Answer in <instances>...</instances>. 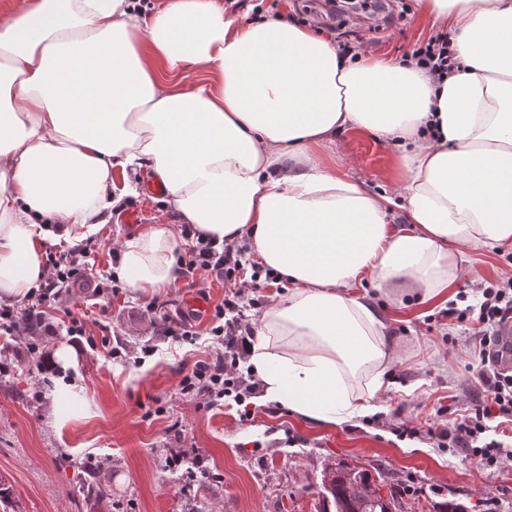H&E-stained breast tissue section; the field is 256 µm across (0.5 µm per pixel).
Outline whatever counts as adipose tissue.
Listing matches in <instances>:
<instances>
[{"instance_id":"ef3b65f1","label":"adipose tissue","mask_w":512,"mask_h":512,"mask_svg":"<svg viewBox=\"0 0 512 512\" xmlns=\"http://www.w3.org/2000/svg\"><path fill=\"white\" fill-rule=\"evenodd\" d=\"M417 3L457 51L440 82L224 0H13L0 17V303L44 279L48 247L96 236L148 170L194 235L248 242L287 281L247 352L266 402L318 427L371 414L393 351L363 279L435 303L472 253L512 244V0ZM200 71L207 82L188 84ZM355 131L400 140L396 193L325 161ZM176 245L166 223L124 240L134 292L177 279Z\"/></svg>"}]
</instances>
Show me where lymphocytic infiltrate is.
<instances>
[{
    "label": "lymphocytic infiltrate",
    "mask_w": 512,
    "mask_h": 512,
    "mask_svg": "<svg viewBox=\"0 0 512 512\" xmlns=\"http://www.w3.org/2000/svg\"><path fill=\"white\" fill-rule=\"evenodd\" d=\"M456 52L447 34L430 35L417 43L412 56L418 65L435 78L450 74L455 65ZM52 272L39 284L36 302L29 307L27 315L42 324L47 320L44 304L61 290L86 279V268L77 259L52 257L48 260ZM185 272L216 270L225 279H236L240 270L230 248L212 240H199L188 259L183 260ZM236 297H225L215 311L220 324L214 327V336L223 338L226 352L222 360L199 363L182 381L184 390L197 391L215 400L233 398L236 403H245L248 394L243 391L237 375L238 358L234 352L235 340L229 332L241 328L242 320L236 312ZM449 318L460 324H472L473 345L476 360L471 372L478 378L482 397L473 399L470 411L464 418L450 423L448 428L436 433L438 447L448 450L464 449L481 467L492 468L502 460L512 458V444L501 439L492 427L493 421L512 423V370L501 369L496 361V342L499 329L505 320H512V277L483 287L482 298L477 305L467 304L465 309L449 308Z\"/></svg>",
    "instance_id": "lymphocytic-infiltrate-1"
}]
</instances>
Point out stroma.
<instances>
[{
	"label": "stroma",
	"mask_w": 512,
	"mask_h": 512,
	"mask_svg": "<svg viewBox=\"0 0 512 512\" xmlns=\"http://www.w3.org/2000/svg\"><path fill=\"white\" fill-rule=\"evenodd\" d=\"M404 2L402 17L388 5L354 14L319 0H277L274 11L329 38L346 25L361 37V54L392 59L433 30L417 0ZM336 164L377 192L393 190L400 174L393 142L367 132L339 137ZM134 209L152 224L162 201L143 192L125 197L103 229L79 243L102 288L81 282L46 301L56 335L38 328L0 335V512H322L325 473L349 468L381 478L396 492L398 512H450L453 504L487 498L496 500L497 512H512V461L483 470L433 438L481 393L467 371V327L451 324L439 306L412 299L399 306L364 280L358 293L383 315L395 351L379 411L335 428L312 426L285 407L261 403V381L243 363L238 370L253 395L250 416L241 417L232 399L211 404L181 386L196 363L225 351L210 333L214 317L187 318L184 298L204 293L217 306L233 283L198 272L150 298L133 293L118 259L122 241L136 230L122 216ZM154 306L173 321H190L194 342L165 335ZM72 316L82 321V334L68 333ZM64 344L79 352L75 367L48 373L44 359ZM71 382L83 386L88 416L54 424L45 393L64 398ZM402 425L419 436L399 437ZM177 455L185 461L171 467Z\"/></svg>",
	"instance_id": "35a3bbf8"
}]
</instances>
